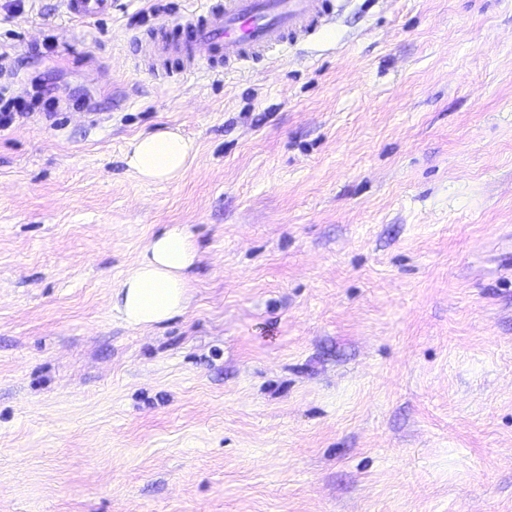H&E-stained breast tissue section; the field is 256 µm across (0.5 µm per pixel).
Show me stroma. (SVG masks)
<instances>
[{
    "instance_id": "obj_1",
    "label": "stroma",
    "mask_w": 512,
    "mask_h": 512,
    "mask_svg": "<svg viewBox=\"0 0 512 512\" xmlns=\"http://www.w3.org/2000/svg\"><path fill=\"white\" fill-rule=\"evenodd\" d=\"M200 0H0V512H512V0H347L163 79ZM194 141L147 184L127 141ZM190 225L184 313L112 289ZM67 13L73 19L84 20L112 9V0H65ZM5 89L0 88V128L8 129L16 119L22 118L31 111V102L21 97H9L4 95ZM3 103V104H2Z\"/></svg>"
}]
</instances>
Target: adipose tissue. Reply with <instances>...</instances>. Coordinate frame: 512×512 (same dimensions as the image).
<instances>
[{"label":"adipose tissue","instance_id":"1","mask_svg":"<svg viewBox=\"0 0 512 512\" xmlns=\"http://www.w3.org/2000/svg\"><path fill=\"white\" fill-rule=\"evenodd\" d=\"M196 155L194 143L173 130L133 137L126 151L128 166L146 182L181 178ZM198 256L189 225L173 224L155 235L136 267L116 285L114 306L134 328L148 327L186 309L188 272Z\"/></svg>","mask_w":512,"mask_h":512}]
</instances>
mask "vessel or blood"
<instances>
[{"mask_svg":"<svg viewBox=\"0 0 512 512\" xmlns=\"http://www.w3.org/2000/svg\"><path fill=\"white\" fill-rule=\"evenodd\" d=\"M71 18L84 20L108 12L112 0H65ZM335 0H206L183 16L187 40L136 38L141 57L165 63L178 78L199 69L255 59L266 52L309 39L335 16Z\"/></svg>","mask_w":512,"mask_h":512,"instance_id":"1","label":"vessel or blood"}]
</instances>
